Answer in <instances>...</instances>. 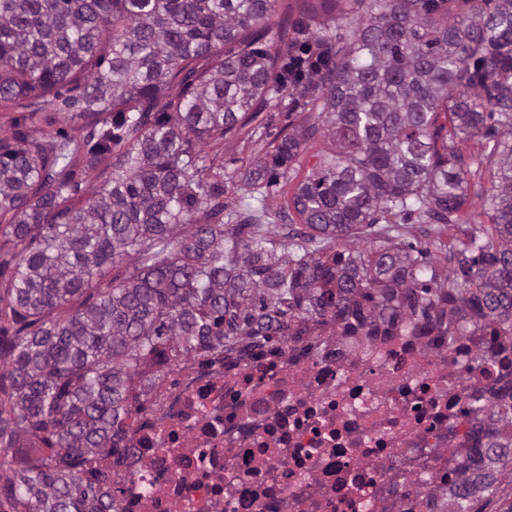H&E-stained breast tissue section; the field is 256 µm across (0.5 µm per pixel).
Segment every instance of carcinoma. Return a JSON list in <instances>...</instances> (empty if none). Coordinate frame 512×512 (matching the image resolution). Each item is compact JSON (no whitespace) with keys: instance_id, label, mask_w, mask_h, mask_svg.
Masks as SVG:
<instances>
[{"instance_id":"1","label":"carcinoma","mask_w":512,"mask_h":512,"mask_svg":"<svg viewBox=\"0 0 512 512\" xmlns=\"http://www.w3.org/2000/svg\"><path fill=\"white\" fill-rule=\"evenodd\" d=\"M272 16L273 0H0V103L60 107L83 131L18 122L0 138V218L22 245L5 285L21 327L0 341V491L23 512H114L98 456L141 409L143 377L200 351L325 320L355 332L454 312L512 330V0H370L345 42L307 11L269 42ZM287 88L336 150L293 196L311 233L278 256L265 206H224L221 149L203 146ZM485 129L491 225L472 224L462 281L431 287L428 250L393 236L334 250L381 213L457 223L467 162L448 142ZM318 130L272 141L244 185L285 175ZM108 159L78 205L77 174ZM494 408L512 427V385ZM487 437L460 467L456 512L512 468V432Z\"/></svg>"}]
</instances>
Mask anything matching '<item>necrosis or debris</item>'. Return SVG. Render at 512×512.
Returning a JSON list of instances; mask_svg holds the SVG:
<instances>
[{"mask_svg": "<svg viewBox=\"0 0 512 512\" xmlns=\"http://www.w3.org/2000/svg\"><path fill=\"white\" fill-rule=\"evenodd\" d=\"M511 381L512 335L484 321L375 336L331 321L156 376L98 464L116 512H448Z\"/></svg>", "mask_w": 512, "mask_h": 512, "instance_id": "necrosis-or-debris-1", "label": "necrosis or debris"}]
</instances>
